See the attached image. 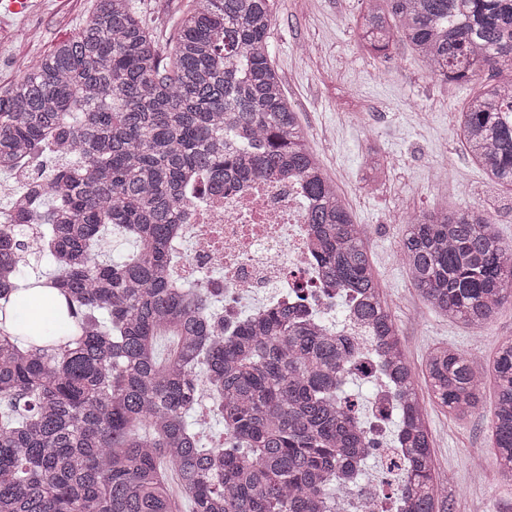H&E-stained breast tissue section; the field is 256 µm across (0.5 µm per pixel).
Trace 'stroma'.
Here are the masks:
<instances>
[{
    "label": "stroma",
    "mask_w": 512,
    "mask_h": 512,
    "mask_svg": "<svg viewBox=\"0 0 512 512\" xmlns=\"http://www.w3.org/2000/svg\"><path fill=\"white\" fill-rule=\"evenodd\" d=\"M191 0H131L162 50H169ZM363 0H276L269 34L272 60L312 150L366 228L381 292L401 330L407 359L421 370L434 345L492 359L512 339V305L486 327L471 329L437 315L394 255L407 214L443 208L488 209L512 243V190L489 184L466 155L456 116L472 88L434 78L407 42L376 63L362 52L351 23ZM95 0H36L24 15L0 10V88L33 60L81 29ZM377 148L387 161L378 185L365 188L364 158ZM438 473L448 481L446 512H512V482L501 473L490 433L493 387L460 420L418 388Z\"/></svg>",
    "instance_id": "35a3bbf8"
}]
</instances>
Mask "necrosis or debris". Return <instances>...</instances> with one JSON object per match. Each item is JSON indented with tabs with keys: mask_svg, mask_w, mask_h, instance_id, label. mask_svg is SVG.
Masks as SVG:
<instances>
[{
	"mask_svg": "<svg viewBox=\"0 0 512 512\" xmlns=\"http://www.w3.org/2000/svg\"><path fill=\"white\" fill-rule=\"evenodd\" d=\"M308 207L300 183L291 178L245 179L225 193L189 200L178 237L191 240L193 247L177 254L170 273L181 284L223 292L225 336L234 335L241 323L238 300L263 294L277 304L303 308L318 324L354 340L356 353L343 376L372 387L358 420L384 464L406 466L405 450L383 438V424L395 414L398 399L382 374L372 330L356 315L355 301L339 309L322 293L320 263L306 224Z\"/></svg>",
	"mask_w": 512,
	"mask_h": 512,
	"instance_id": "1",
	"label": "necrosis or debris"
}]
</instances>
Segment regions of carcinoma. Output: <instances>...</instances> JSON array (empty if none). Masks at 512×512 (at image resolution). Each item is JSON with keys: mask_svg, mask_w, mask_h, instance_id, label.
<instances>
[{"mask_svg": "<svg viewBox=\"0 0 512 512\" xmlns=\"http://www.w3.org/2000/svg\"><path fill=\"white\" fill-rule=\"evenodd\" d=\"M170 51L130 0H97L80 33L0 90V170L48 140L71 160L45 172L15 223L0 227V512H337L336 472L365 440L340 404L351 342L285 307L211 327L215 296L169 278L172 226L196 184L202 198L239 178L293 173L310 198L322 287L356 296L403 409L397 431L413 469L403 512H441L431 454L400 330L383 300L362 225L310 148L272 64L274 0H192ZM362 48L385 59L406 41L438 79L467 83L512 70V12L501 0H364ZM512 78L487 82L457 115L472 162L512 186ZM386 165L368 154L364 182ZM116 226L138 246L119 262L95 253ZM411 282L439 314L483 327L512 304V244L483 211L421 213L400 241ZM51 273L34 271L31 260ZM54 305L66 331L15 323L14 310ZM178 338L163 360L160 334ZM492 371V444L512 479V339L492 364L431 348L425 381L464 418ZM213 378L227 442L202 448L190 411L195 379Z\"/></svg>", "mask_w": 512, "mask_h": 512, "instance_id": "carcinoma-1", "label": "carcinoma"}]
</instances>
